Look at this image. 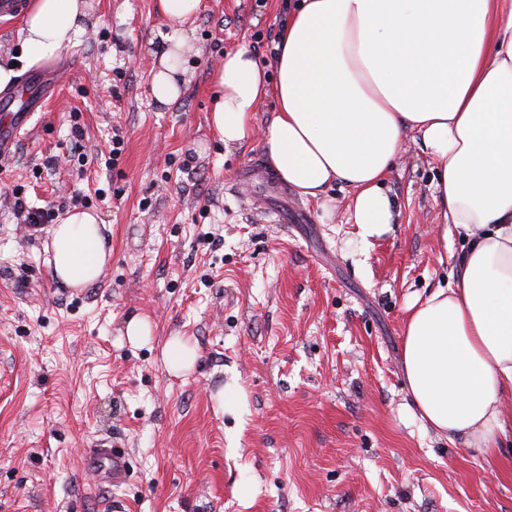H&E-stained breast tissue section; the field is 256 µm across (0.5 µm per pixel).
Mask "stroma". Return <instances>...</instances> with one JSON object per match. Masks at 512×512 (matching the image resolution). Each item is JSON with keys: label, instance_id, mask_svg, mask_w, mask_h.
<instances>
[{"label": "stroma", "instance_id": "35a3bbf8", "mask_svg": "<svg viewBox=\"0 0 512 512\" xmlns=\"http://www.w3.org/2000/svg\"><path fill=\"white\" fill-rule=\"evenodd\" d=\"M288 2L202 0L170 104L151 92L174 28L157 0H92L81 44L26 69L49 95L0 158V512H512V437L493 462L449 444L404 376L409 306L455 284L466 248L420 138L384 183L399 216L367 246L340 186L321 204L238 191L269 167L276 101L225 147L211 75L242 45L273 70ZM19 196L99 214L112 254L94 285L54 276L50 227L19 223ZM133 314L152 328L141 347L120 338ZM174 336L198 351L180 376L162 359ZM104 439L129 458L121 484L83 471Z\"/></svg>", "mask_w": 512, "mask_h": 512}]
</instances>
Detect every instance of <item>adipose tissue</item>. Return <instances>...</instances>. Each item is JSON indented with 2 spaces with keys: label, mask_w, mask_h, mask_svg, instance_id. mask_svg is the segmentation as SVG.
<instances>
[{
  "label": "adipose tissue",
  "mask_w": 512,
  "mask_h": 512,
  "mask_svg": "<svg viewBox=\"0 0 512 512\" xmlns=\"http://www.w3.org/2000/svg\"><path fill=\"white\" fill-rule=\"evenodd\" d=\"M201 0H159L178 28L152 71L158 102L181 93L192 50L179 25ZM90 0H33L21 60L42 66L78 46ZM276 83L246 47L212 76L210 122L225 145L249 139L261 97L277 112L262 133L270 166L301 197L338 183L361 241L394 223L383 184L407 133L437 161L434 200L466 242L455 286L417 301L404 374L421 419L449 442L492 456L512 425V0H295L276 47ZM95 211L50 230L53 271L95 284L110 252Z\"/></svg>",
  "instance_id": "obj_1"
}]
</instances>
